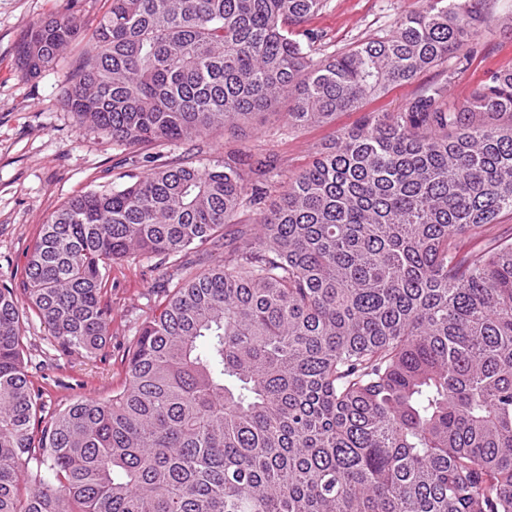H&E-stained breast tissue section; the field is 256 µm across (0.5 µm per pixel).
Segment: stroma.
<instances>
[{"label":"stroma","mask_w":512,"mask_h":512,"mask_svg":"<svg viewBox=\"0 0 512 512\" xmlns=\"http://www.w3.org/2000/svg\"><path fill=\"white\" fill-rule=\"evenodd\" d=\"M107 6V0H0V282L20 284L41 226L54 210L75 195L118 185L121 176H143L149 168L144 155L167 165L198 153L219 162L231 155L272 161L274 169L263 184L272 200L339 131L362 118L358 111L340 112L330 123L292 128L286 119L272 117L256 123L253 134L242 138L217 131L203 144H113L103 133L80 125L63 106L67 74L85 42L75 43L36 79L26 78L16 61L17 47L33 23L67 14L92 20ZM419 6L420 0H327L326 8L307 24L313 53L340 52L388 34ZM507 67H512V27L497 25L483 35L475 57L449 86V98L463 101L487 72ZM223 261V249L210 247L161 267L145 258L113 265L107 296L111 334L92 359L63 354L48 326L22 309L28 372L35 385L45 388L48 406L74 396L110 397L125 383L126 361L140 323L163 301L169 283L185 270L197 272Z\"/></svg>","instance_id":"1"}]
</instances>
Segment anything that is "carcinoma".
<instances>
[{"label":"carcinoma","mask_w":512,"mask_h":512,"mask_svg":"<svg viewBox=\"0 0 512 512\" xmlns=\"http://www.w3.org/2000/svg\"><path fill=\"white\" fill-rule=\"evenodd\" d=\"M496 0H421L384 36L312 56L326 0H110L67 111L112 142L245 136L360 110L474 55ZM85 37L52 16L28 78ZM446 78L367 112L289 177L224 264L188 272L141 322L108 399L46 409L20 304L68 354L107 341L112 264L160 266L224 239L269 170L157 165L76 195L0 286V512H512V240L461 250L512 212V68L465 100Z\"/></svg>","instance_id":"cac0c4a2"}]
</instances>
